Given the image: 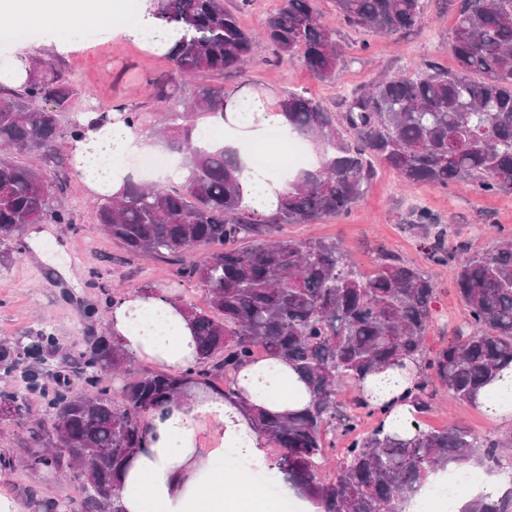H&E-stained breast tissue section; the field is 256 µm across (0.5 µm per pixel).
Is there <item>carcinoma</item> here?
Listing matches in <instances>:
<instances>
[{
    "mask_svg": "<svg viewBox=\"0 0 512 512\" xmlns=\"http://www.w3.org/2000/svg\"><path fill=\"white\" fill-rule=\"evenodd\" d=\"M315 0H281L260 34L243 29L224 0H152V14L182 32L164 53L170 71L151 81L165 104L166 122L156 132L182 159L178 188L126 179L122 190L102 197L96 221L131 254L176 259L194 247L203 261L178 275L200 285L208 309L190 305L199 360L185 376L162 371L126 382L114 404L105 379L126 370L127 354L107 336L63 348L46 330L0 339V406L29 422L23 463L73 478L81 490L80 512H119L121 476L144 440L142 420L175 401L187 380L218 389L233 382L245 362L288 360L312 393L309 406L292 416L253 412L256 431L277 448L273 462L288 484L321 512H402L429 473L477 465L504 468L512 434L479 439L461 423L419 428L411 439L361 430V416L342 410L344 386L360 388L365 375L419 362L413 402L432 410L434 381L448 396L472 402L475 392L512 365V238L486 251L466 242L448 250V230L433 213L416 208L409 228L421 231L434 265L456 257V282L465 307L448 344L424 345L436 310V284L425 271L382 255L375 274L362 276L334 241L291 242L275 232L282 224L340 218L365 193L372 161L387 164L407 182L446 188L464 183L481 194L512 189V0H460L451 50L453 72L427 62L412 75L372 82L344 100V127L321 102L293 91L275 115L288 133L313 143L319 165L288 181L269 212L244 202L238 151L213 149L195 135L199 121L229 123L251 98L200 84L192 101L178 96L183 78L208 72H241L252 60L256 38L272 50L270 62L300 56L319 80L331 79L341 61L332 34L321 24ZM356 29L398 38L423 22L421 0H334ZM28 81L0 85V264L22 254L27 225L72 223L57 203L66 180L61 148L83 130L64 126L60 113L82 93L54 59L29 53ZM34 152V169L17 155ZM42 400L33 415L31 395ZM349 438L338 473L322 469L333 446L325 428ZM34 512H74L65 502L28 490ZM461 512H512V488L479 497Z\"/></svg>",
    "mask_w": 512,
    "mask_h": 512,
    "instance_id": "1",
    "label": "carcinoma"
}]
</instances>
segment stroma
<instances>
[{
  "label": "stroma",
  "instance_id": "obj_1",
  "mask_svg": "<svg viewBox=\"0 0 512 512\" xmlns=\"http://www.w3.org/2000/svg\"><path fill=\"white\" fill-rule=\"evenodd\" d=\"M458 0H423L424 22L400 38L392 39L348 26L336 10L334 0H316L322 24L331 31L342 50L336 78L315 79L300 60L266 64L270 48L264 41L254 46L256 64L240 74L225 75L224 89L236 91L248 84L254 97L275 104L291 90H304L322 100L331 111L342 112L344 98L384 76L411 73L431 61L456 69L450 45L454 36ZM23 35H0V64L12 62L27 51H40L59 60L85 95L69 104L71 113L88 106L117 103L141 117L140 136L153 133L164 118V110L150 94V79L167 73L169 62L143 43L123 37L119 26L101 29L80 17L66 20L62 28H48L32 21ZM63 163L71 173L61 202L72 215L68 224L27 226L25 249L8 267L0 268V338L47 328L68 347L81 346L88 333L107 332L108 299H124L138 289H163L184 302L206 308L201 287L177 277L176 266L165 259L133 256L104 234L96 220L94 197L70 153ZM425 207L449 231V244L469 242L472 248L492 246L503 235L512 234V190L479 195L464 186L436 188L407 184L384 163H376L375 177L365 196L342 219L323 218L311 224L283 225L286 240H335L369 275L377 268L380 250L388 249L405 262L432 276L436 288L438 319L425 336V345L435 350L447 343L453 327L460 324L464 307L455 280V267L431 265L421 237L407 228L410 211ZM97 318H89L91 309ZM435 409L424 418L428 427L442 429L461 423L477 437L498 436L504 426L491 423L474 406L449 398L438 390ZM45 498L73 501L78 497L75 481L59 478L47 470L16 467L0 472V497L23 499L28 488Z\"/></svg>",
  "mask_w": 512,
  "mask_h": 512
}]
</instances>
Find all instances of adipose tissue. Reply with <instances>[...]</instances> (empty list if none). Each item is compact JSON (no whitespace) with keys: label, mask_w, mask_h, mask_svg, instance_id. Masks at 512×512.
<instances>
[{"label":"adipose tissue","mask_w":512,"mask_h":512,"mask_svg":"<svg viewBox=\"0 0 512 512\" xmlns=\"http://www.w3.org/2000/svg\"><path fill=\"white\" fill-rule=\"evenodd\" d=\"M113 0H0V16L16 21L63 20L89 10L90 21L108 14ZM140 140L123 122L105 126L85 124L67 148L92 194L109 196L127 175L118 160L136 152ZM111 341L127 352L173 373L197 361V341L182 304L167 292L136 293L113 306L109 317ZM419 376L416 363L368 375L365 394L377 404H389L384 432L404 438L415 433V408L405 399ZM311 393L287 362L270 358L240 368L234 383L216 391L201 383L188 384L183 396L164 412L147 414L141 448L130 457L119 498L121 512H277L263 487L250 472L270 476L278 471L263 449L264 436L254 428L244 407L259 406L269 413L288 415L305 408ZM476 407L493 421L512 425V373L485 386ZM210 429L213 445L201 447L200 434ZM233 449L247 467L240 474L224 471V451Z\"/></svg>","instance_id":"obj_1"}]
</instances>
